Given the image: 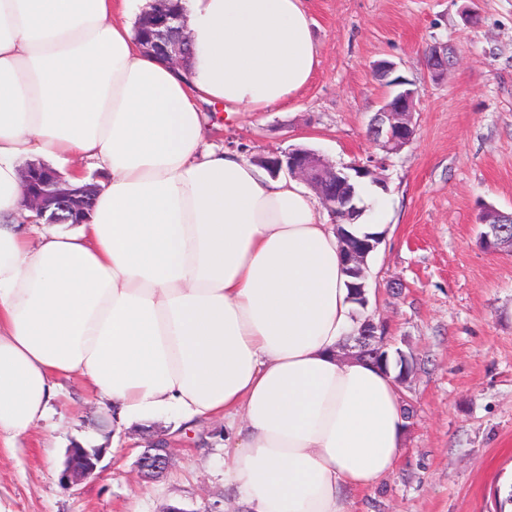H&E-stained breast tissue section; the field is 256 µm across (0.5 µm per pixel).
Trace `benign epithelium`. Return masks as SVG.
Listing matches in <instances>:
<instances>
[{
	"mask_svg": "<svg viewBox=\"0 0 512 512\" xmlns=\"http://www.w3.org/2000/svg\"><path fill=\"white\" fill-rule=\"evenodd\" d=\"M146 30L141 44L147 55L178 71L189 69L192 55L191 39L183 16L170 10L166 0H154L142 19ZM426 66L432 78L439 79L448 70V47L432 46L426 53ZM397 67L388 61L377 65L375 76L382 84L392 88L375 113L370 125L369 136L383 151L389 153L408 145L415 136L413 109L420 90L418 88H401V83L394 78ZM267 167L274 176L286 172L288 176L298 179L314 190L324 208L336 215V203L340 194L352 180L350 171L361 170L365 175H372L367 166L350 165L338 168L317 152L303 148H291L285 152H272L264 157ZM24 187V206L36 213L38 219H47V224L54 223L60 211L74 208L76 196L73 187L62 181L60 176L49 168L30 164L21 171ZM480 223L489 226L490 231L483 236L485 245L491 250L512 249V236H501L499 225L512 223V213L506 214L494 207L486 206L481 212ZM342 251L346 267L354 277L351 283L354 298L366 304V258L375 251L382 238L357 239L349 232H340ZM384 329L372 319H366L360 329L356 348L357 355L382 366L387 365L388 356L383 354L381 336ZM102 449L72 446L67 451L62 481L71 488L92 476L100 461ZM172 442L166 435L151 439L146 450L136 461L137 471L141 477L161 476L172 461Z\"/></svg>",
	"mask_w": 512,
	"mask_h": 512,
	"instance_id": "1",
	"label": "benign epithelium"
}]
</instances>
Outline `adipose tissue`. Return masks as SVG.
<instances>
[{"label": "adipose tissue", "instance_id": "1", "mask_svg": "<svg viewBox=\"0 0 512 512\" xmlns=\"http://www.w3.org/2000/svg\"><path fill=\"white\" fill-rule=\"evenodd\" d=\"M132 0H0V447L82 377L101 415L221 420L242 512H349L400 460L390 369L340 360L356 305L311 191L206 141V107L309 83L304 0H181L189 75L147 56ZM108 172L88 218L31 237L20 170Z\"/></svg>", "mask_w": 512, "mask_h": 512}]
</instances>
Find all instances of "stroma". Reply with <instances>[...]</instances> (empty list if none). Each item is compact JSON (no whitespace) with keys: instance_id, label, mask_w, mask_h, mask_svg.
Wrapping results in <instances>:
<instances>
[{"instance_id":"stroma-1","label":"stroma","mask_w":512,"mask_h":512,"mask_svg":"<svg viewBox=\"0 0 512 512\" xmlns=\"http://www.w3.org/2000/svg\"><path fill=\"white\" fill-rule=\"evenodd\" d=\"M318 64L287 106L211 116L207 141L246 157L303 146L336 166L375 160L391 215L367 264L358 319L384 327L410 410L395 471L357 492L352 512H512V252L483 248V207L512 213V0H308ZM450 46L440 79L425 51ZM420 90L409 145L385 153L367 135L388 93L379 61ZM171 437L159 480L135 462ZM78 440L103 447L94 476L61 482ZM234 512L224 483V424L167 414L113 429L82 379L62 382L48 418L0 447V512Z\"/></svg>"}]
</instances>
